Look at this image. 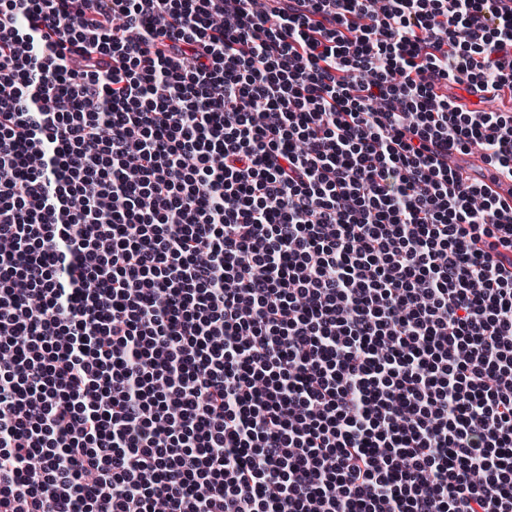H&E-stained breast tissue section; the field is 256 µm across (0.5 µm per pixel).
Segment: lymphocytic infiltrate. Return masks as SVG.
Listing matches in <instances>:
<instances>
[{"mask_svg":"<svg viewBox=\"0 0 512 512\" xmlns=\"http://www.w3.org/2000/svg\"><path fill=\"white\" fill-rule=\"evenodd\" d=\"M512 0H0V512H512Z\"/></svg>","mask_w":512,"mask_h":512,"instance_id":"obj_1","label":"lymphocytic infiltrate"}]
</instances>
